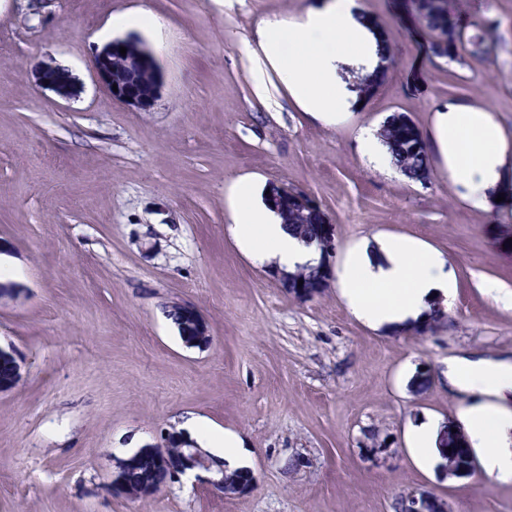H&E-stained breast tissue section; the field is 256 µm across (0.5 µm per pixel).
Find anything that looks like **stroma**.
Segmentation results:
<instances>
[{
    "label": "stroma",
    "mask_w": 512,
    "mask_h": 512,
    "mask_svg": "<svg viewBox=\"0 0 512 512\" xmlns=\"http://www.w3.org/2000/svg\"><path fill=\"white\" fill-rule=\"evenodd\" d=\"M319 0H0V348L18 385L0 393V512H395L428 491L453 512H512V484L482 470L448 480L423 470L406 436L457 420L450 359L512 358V204L471 208L439 154L429 183L360 156V128L394 112L431 134L448 100L490 108L512 133V0H471L500 19L496 55L425 63L406 0H360L390 38L393 62L361 110L334 126L303 112L279 80L270 112L252 94L262 52L242 55L262 22ZM124 19L121 27L113 19ZM138 36L163 87L151 111L112 98L95 47ZM42 61L81 87L67 102L38 88ZM278 180L336 226V269L358 244L406 237L449 259L447 321L414 335L355 318L336 283L300 300L238 245L232 189ZM195 306L208 348L184 346L167 306ZM428 366L431 382L414 375ZM194 415L237 435L254 478L238 496L182 480L138 499L109 497L112 459ZM387 459H370L375 447ZM297 460L289 468V460Z\"/></svg>",
    "instance_id": "obj_1"
}]
</instances>
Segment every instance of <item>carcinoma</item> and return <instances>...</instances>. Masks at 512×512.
Wrapping results in <instances>:
<instances>
[{
	"instance_id": "obj_1",
	"label": "carcinoma",
	"mask_w": 512,
	"mask_h": 512,
	"mask_svg": "<svg viewBox=\"0 0 512 512\" xmlns=\"http://www.w3.org/2000/svg\"><path fill=\"white\" fill-rule=\"evenodd\" d=\"M407 9L418 27L427 35L424 53L426 61L431 64L439 60L455 61L456 45L476 26L479 27L480 34L470 41L473 53L491 56L498 48L500 22L495 18L486 16L477 25L466 10L450 0H409ZM405 118L407 114L404 112L390 114L382 123L378 135L390 153L395 167L406 178L419 181L428 173V153L416 148L417 138L410 133L409 128L399 123V120ZM279 215L292 233L306 244H318L319 225L314 223L310 215L292 204L288 205V210L279 211ZM449 443L451 433L446 430L439 439L442 459L458 469L469 467L466 453L449 448Z\"/></svg>"
}]
</instances>
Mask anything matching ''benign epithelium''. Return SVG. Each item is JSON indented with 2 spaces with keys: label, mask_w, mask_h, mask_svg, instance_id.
I'll list each match as a JSON object with an SVG mask.
<instances>
[{
  "label": "benign epithelium",
  "mask_w": 512,
  "mask_h": 512,
  "mask_svg": "<svg viewBox=\"0 0 512 512\" xmlns=\"http://www.w3.org/2000/svg\"><path fill=\"white\" fill-rule=\"evenodd\" d=\"M137 41L133 36L113 39L96 48L93 54V67L97 78L112 97L129 107L142 112L151 111L156 105L163 86V76L153 53L143 48L147 72L151 76L149 89L135 92L130 89L124 77L112 68L113 57L119 55V49ZM34 80L38 87L52 91L63 100L78 97L79 87L72 73L61 66L42 62L35 67ZM268 201L275 203L281 199L292 198L300 207L313 212L321 225L319 246L324 254L335 249V225L331 224L325 212L308 193L290 187L280 181L269 183ZM272 278L288 292L299 299H311L319 295L328 282V271L303 284L300 277L292 272L276 270ZM172 311L179 319L180 335L190 348L203 349L210 344V330L198 311L186 303L175 304ZM12 361V370L8 377L0 380V392L14 388L20 380V364L16 354L0 348V359ZM112 480L104 484L101 491L108 496L139 498L151 496L165 486L175 483L190 472L203 480L206 488L222 497L244 492L251 484L253 476L245 471L248 481L240 482L227 474L224 459L218 458L200 447L196 440L174 429L160 433L159 440L147 444L124 457H112ZM403 512H452L448 501L440 499L427 491L411 492L402 496Z\"/></svg>",
  "instance_id": "obj_1"
}]
</instances>
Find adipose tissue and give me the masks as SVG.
Instances as JSON below:
<instances>
[{
    "label": "adipose tissue",
    "mask_w": 512,
    "mask_h": 512,
    "mask_svg": "<svg viewBox=\"0 0 512 512\" xmlns=\"http://www.w3.org/2000/svg\"><path fill=\"white\" fill-rule=\"evenodd\" d=\"M261 50L292 101L325 124H337L363 99L341 72L375 73L381 63L378 31L357 0H321L287 19L267 21ZM432 143L461 197L489 209L512 179V138L494 112L448 102L438 110ZM236 232L252 259L293 272L315 266L319 253L291 234L248 181L236 186ZM348 309L375 326L403 328L427 319L435 298L450 301L456 282L447 260L410 238L380 240L377 249H352L336 269ZM449 383L464 396L458 423L486 477L512 484V360H450Z\"/></svg>",
    "instance_id": "1"
}]
</instances>
